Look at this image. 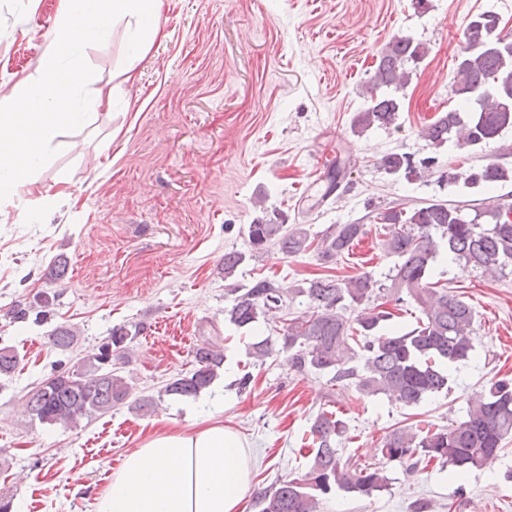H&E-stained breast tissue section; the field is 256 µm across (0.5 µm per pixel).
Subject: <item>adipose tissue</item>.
Wrapping results in <instances>:
<instances>
[{
    "label": "adipose tissue",
    "instance_id": "obj_1",
    "mask_svg": "<svg viewBox=\"0 0 512 512\" xmlns=\"http://www.w3.org/2000/svg\"><path fill=\"white\" fill-rule=\"evenodd\" d=\"M250 484L244 445L213 424L154 436L127 455L98 512H244Z\"/></svg>",
    "mask_w": 512,
    "mask_h": 512
}]
</instances>
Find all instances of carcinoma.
<instances>
[{
    "instance_id": "cac0c4a2",
    "label": "carcinoma",
    "mask_w": 512,
    "mask_h": 512,
    "mask_svg": "<svg viewBox=\"0 0 512 512\" xmlns=\"http://www.w3.org/2000/svg\"><path fill=\"white\" fill-rule=\"evenodd\" d=\"M467 47L455 60L452 92L461 105L446 112L424 130L432 148L450 139L458 146L481 148L512 130V52L504 44L498 16L484 11L471 16L464 31ZM426 55L421 43L404 36L392 38L379 54L371 77L368 105L356 113L352 131L389 130L401 109L394 94H378L381 87L400 90L410 80L409 63ZM391 175L413 181L437 175L440 184L491 189L512 180V167L498 162L471 166H439L433 157L415 160L409 153H389L379 160ZM353 168L351 160L336 159L327 174L325 195L337 190V177ZM512 202L498 197L483 199L480 208L465 201L429 200L411 209L390 206L375 219L388 228L382 240L395 263L385 280L369 273L348 279L334 275L312 279L298 287L312 308L310 315L294 319L277 340L266 337L248 345L249 355L264 362L275 352L286 354L291 368L330 376V381L353 386L360 394H389L413 406L450 389L452 367L471 360L475 352V311L461 297L431 281L440 253L463 261L481 274L495 277L512 266ZM368 234L365 224H333L315 240L307 229L257 220L248 225L250 253L224 254V279L235 275L246 257H259L276 247L286 256L313 251L323 264L334 263ZM291 289L267 277L245 286L226 289L224 321L238 329L250 328L279 308ZM407 301L421 316L410 330H386L393 313L386 304ZM138 325L112 328L111 343H103L87 369L65 370L43 380L26 395L31 420L46 426L77 424L103 415L127 403L132 387L121 374L129 362L132 343L140 335ZM59 350L74 345L75 331L57 326L48 334ZM364 358L363 367L352 361ZM195 366L168 380L166 396L196 397L210 387L224 366V349L218 339H206L194 350ZM19 364L18 355L0 347V376H8ZM346 434V423L337 413L322 410L310 426L313 448L307 472L259 490V512H320L326 496L341 492L371 496L388 489L384 466L350 465L342 461L337 445ZM512 435V380L489 383L470 401L467 416L443 428L403 427L392 431L380 448L385 462H399L409 469L431 463L448 466L457 476L482 468L503 449Z\"/></svg>"
}]
</instances>
